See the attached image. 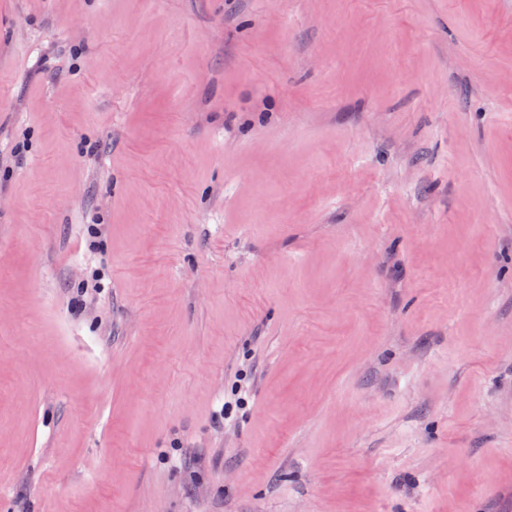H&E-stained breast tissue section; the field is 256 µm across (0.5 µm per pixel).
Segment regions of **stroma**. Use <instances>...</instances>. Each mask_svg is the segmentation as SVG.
<instances>
[{"instance_id": "35a3bbf8", "label": "stroma", "mask_w": 512, "mask_h": 512, "mask_svg": "<svg viewBox=\"0 0 512 512\" xmlns=\"http://www.w3.org/2000/svg\"><path fill=\"white\" fill-rule=\"evenodd\" d=\"M0 512H512V0H0Z\"/></svg>"}]
</instances>
